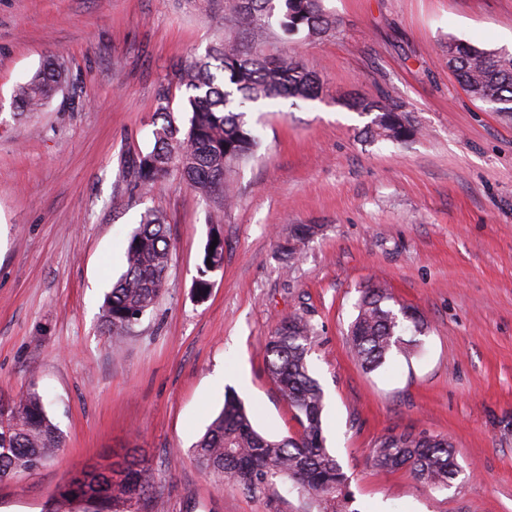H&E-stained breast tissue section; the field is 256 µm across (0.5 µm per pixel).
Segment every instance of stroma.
Returning <instances> with one entry per match:
<instances>
[{"mask_svg":"<svg viewBox=\"0 0 512 512\" xmlns=\"http://www.w3.org/2000/svg\"><path fill=\"white\" fill-rule=\"evenodd\" d=\"M335 35L285 40L318 98L250 108L262 139L222 215L224 268L197 301L210 208L178 174L151 193L128 176L152 142L155 95L173 63L249 35L224 0H0V405L38 391L65 445L35 474L0 481V512H44L74 475L136 452L162 512H308L280 481L218 486L192 446L234 390L255 428H301L264 360L284 316L316 327L309 357L326 394L324 435L350 478V512H512V117L458 85L448 39L512 52V0H324ZM69 68L41 111L19 114L16 83L46 60ZM402 105L418 133L364 134L354 93ZM174 244L167 285L132 336L102 330L104 296L145 209ZM316 224L302 259L277 246ZM386 286L427 330L410 358L365 372L348 327L362 290ZM451 440L461 472L434 490L373 469L388 433Z\"/></svg>","mask_w":512,"mask_h":512,"instance_id":"obj_1","label":"stroma"}]
</instances>
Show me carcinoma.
<instances>
[{"mask_svg": "<svg viewBox=\"0 0 512 512\" xmlns=\"http://www.w3.org/2000/svg\"><path fill=\"white\" fill-rule=\"evenodd\" d=\"M282 2L281 28L290 35L320 39L336 32V16L324 0H227L235 20L250 36L251 47L222 41L207 57L186 58L173 66V81L159 85L155 97L153 144L130 166L135 185L146 191L158 187L177 172L202 199L219 211L234 198V177L255 156L261 138L246 120L248 103L279 98L314 99L320 92L317 75L301 62L266 55L258 45L267 35L266 19ZM448 67L474 98L497 112L512 114V53L483 48L470 42H448ZM67 69L58 58L47 60L14 89L20 112H39L67 82ZM185 90L191 117L183 129L172 108V87ZM349 106L372 116L369 137L400 143L416 135L401 106L386 97L357 95ZM318 233L315 224H296L281 246L288 264L298 260ZM215 248H210L212 242ZM125 270L104 301L102 327L119 341L130 336L152 310L169 277L173 249L166 216L157 210L141 214L129 234L124 251ZM224 266V241L212 227L203 249L196 296L207 297L208 276ZM387 289L374 286L362 291L357 315L349 328L353 358L367 372L384 367L391 355H410L418 346L416 335L424 322L418 311L394 308ZM413 328L415 335L402 333ZM314 326L293 313L283 317L265 342L268 374L301 427L297 437L268 438L255 430L251 414L234 392L224 394V406L194 446L199 466L221 485L247 491L262 488L273 479L308 496L316 512H348L349 476L336 455L326 448L323 413L325 392L309 368ZM0 479L42 467L64 445V436L48 415L42 396L29 390L8 411L0 408ZM379 471L407 468L434 490L451 486L459 474L453 445L448 439L424 433L388 434L369 455ZM161 494L150 470L132 459L75 477L64 484L48 512H138L134 506Z\"/></svg>", "mask_w": 512, "mask_h": 512, "instance_id": "1", "label": "carcinoma"}]
</instances>
